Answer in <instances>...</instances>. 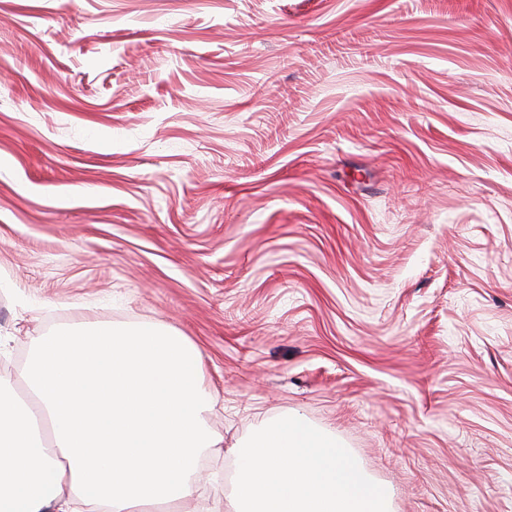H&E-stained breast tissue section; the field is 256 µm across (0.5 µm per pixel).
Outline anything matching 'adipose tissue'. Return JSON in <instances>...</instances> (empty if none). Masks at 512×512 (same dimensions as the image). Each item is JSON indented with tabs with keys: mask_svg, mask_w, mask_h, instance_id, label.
I'll return each mask as SVG.
<instances>
[{
	"mask_svg": "<svg viewBox=\"0 0 512 512\" xmlns=\"http://www.w3.org/2000/svg\"><path fill=\"white\" fill-rule=\"evenodd\" d=\"M21 404L0 380V512H155L194 487L218 438L183 337L89 326L42 338Z\"/></svg>",
	"mask_w": 512,
	"mask_h": 512,
	"instance_id": "ef3b65f1",
	"label": "adipose tissue"
}]
</instances>
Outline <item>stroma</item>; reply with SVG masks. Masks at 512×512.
<instances>
[{"instance_id": "35a3bbf8", "label": "stroma", "mask_w": 512, "mask_h": 512, "mask_svg": "<svg viewBox=\"0 0 512 512\" xmlns=\"http://www.w3.org/2000/svg\"><path fill=\"white\" fill-rule=\"evenodd\" d=\"M156 327L236 444L325 430L392 512H512V0H0V376Z\"/></svg>"}]
</instances>
